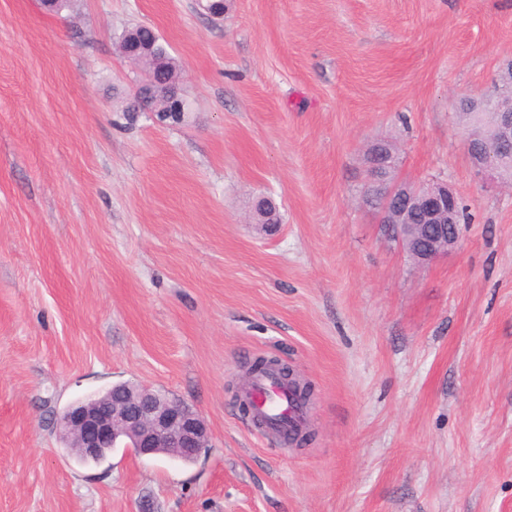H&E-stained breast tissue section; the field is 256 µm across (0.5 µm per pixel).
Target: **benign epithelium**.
Returning a JSON list of instances; mask_svg holds the SVG:
<instances>
[{"instance_id": "1", "label": "benign epithelium", "mask_w": 512, "mask_h": 512, "mask_svg": "<svg viewBox=\"0 0 512 512\" xmlns=\"http://www.w3.org/2000/svg\"><path fill=\"white\" fill-rule=\"evenodd\" d=\"M160 120L175 123L191 111L179 92L169 94ZM500 143L484 142L482 130H470L464 147L481 172L498 174L512 153V110L497 115ZM394 155L387 144L371 152L374 192L381 198L380 223L392 228L398 241L421 265L451 252L459 239L457 194L443 183L429 186L389 179ZM415 214L419 223L408 216ZM59 434L73 452L93 457L114 448H132L140 455H155L171 449L183 459H194L209 447L205 418L192 406L150 386L123 383L112 387V395L89 397L68 407L57 423Z\"/></svg>"}]
</instances>
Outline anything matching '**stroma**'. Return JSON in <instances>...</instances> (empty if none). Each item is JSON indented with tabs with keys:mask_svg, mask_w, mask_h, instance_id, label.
Segmentation results:
<instances>
[{
	"mask_svg": "<svg viewBox=\"0 0 512 512\" xmlns=\"http://www.w3.org/2000/svg\"><path fill=\"white\" fill-rule=\"evenodd\" d=\"M225 5L0 0V512H512V186L457 109L512 59V0ZM135 23L184 122L126 109ZM381 142L471 216L429 265L364 201ZM266 356L313 387L306 447L238 401ZM123 382L196 408L209 448L77 461L58 416ZM126 31L119 36L120 40H125ZM139 38L131 36L127 38L129 45L133 47L134 56H140L142 54H148L158 61L171 60L166 46L160 41L159 36L151 34V28L141 27L138 32Z\"/></svg>",
	"mask_w": 512,
	"mask_h": 512,
	"instance_id": "obj_1",
	"label": "stroma"
}]
</instances>
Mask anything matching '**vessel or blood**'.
I'll return each mask as SVG.
<instances>
[{
  "label": "vessel or blood",
  "mask_w": 512,
  "mask_h": 512,
  "mask_svg": "<svg viewBox=\"0 0 512 512\" xmlns=\"http://www.w3.org/2000/svg\"><path fill=\"white\" fill-rule=\"evenodd\" d=\"M248 396L263 418L266 432L280 434L296 423L301 415L299 402L274 376L255 377L249 385Z\"/></svg>",
  "instance_id": "vessel-or-blood-1"
}]
</instances>
